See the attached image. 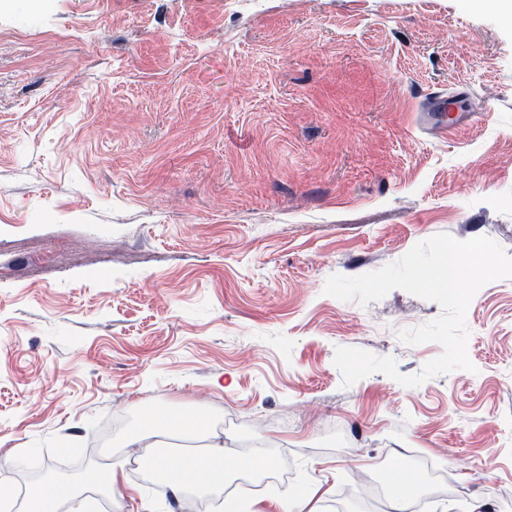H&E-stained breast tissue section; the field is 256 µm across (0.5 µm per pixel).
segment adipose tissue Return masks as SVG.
I'll return each instance as SVG.
<instances>
[{
  "instance_id": "obj_1",
  "label": "adipose tissue",
  "mask_w": 512,
  "mask_h": 512,
  "mask_svg": "<svg viewBox=\"0 0 512 512\" xmlns=\"http://www.w3.org/2000/svg\"><path fill=\"white\" fill-rule=\"evenodd\" d=\"M199 436L197 425L175 410L151 413L141 417L138 429L128 440L129 447H139L143 440L166 434ZM181 465L171 472L167 483L173 495L192 487L200 493H210L212 487L223 484L229 473L239 468L237 460L224 454V444L217 438H207L204 445L180 450ZM127 459L113 456L103 467H94L83 478L62 482L56 479L36 482L25 489V512H92L93 496H100L114 505L134 494L135 489L124 478Z\"/></svg>"
}]
</instances>
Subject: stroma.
<instances>
[{
    "instance_id": "35a3bbf8",
    "label": "stroma",
    "mask_w": 512,
    "mask_h": 512,
    "mask_svg": "<svg viewBox=\"0 0 512 512\" xmlns=\"http://www.w3.org/2000/svg\"><path fill=\"white\" fill-rule=\"evenodd\" d=\"M467 91L477 123L415 118ZM439 234L512 255V20L499 0H0V481L122 449L143 413L234 426L223 494L318 512H512V278L466 316L475 372L345 385L335 351L419 374L439 305L325 294ZM269 479L245 465L256 451ZM120 512H213L149 486ZM400 471H393L395 460ZM428 96L426 104L421 109L422 113H417L418 124L428 125L447 133L456 130L462 124L475 122L478 117L477 113L471 110L449 113L447 94L434 92ZM321 488V485L313 484L304 494H297L286 501H273V503L276 504L279 512H316L317 509L311 507V503Z\"/></svg>"
}]
</instances>
